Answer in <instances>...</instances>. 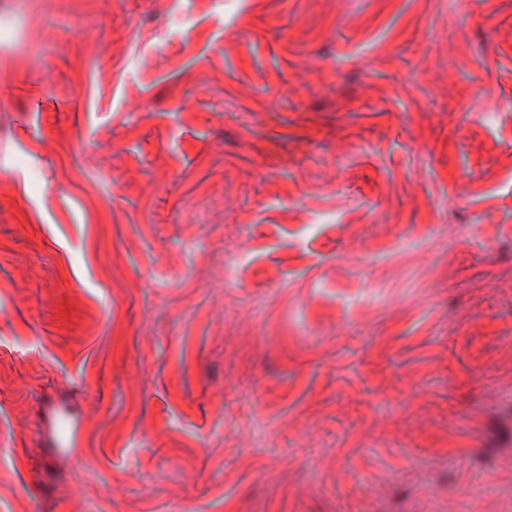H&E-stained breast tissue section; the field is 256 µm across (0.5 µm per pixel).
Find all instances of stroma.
<instances>
[{
    "mask_svg": "<svg viewBox=\"0 0 512 512\" xmlns=\"http://www.w3.org/2000/svg\"><path fill=\"white\" fill-rule=\"evenodd\" d=\"M0 31V512L512 502V0ZM56 447L61 452L70 451L78 439V424L66 415L59 416L53 426Z\"/></svg>",
    "mask_w": 512,
    "mask_h": 512,
    "instance_id": "obj_1",
    "label": "stroma"
}]
</instances>
